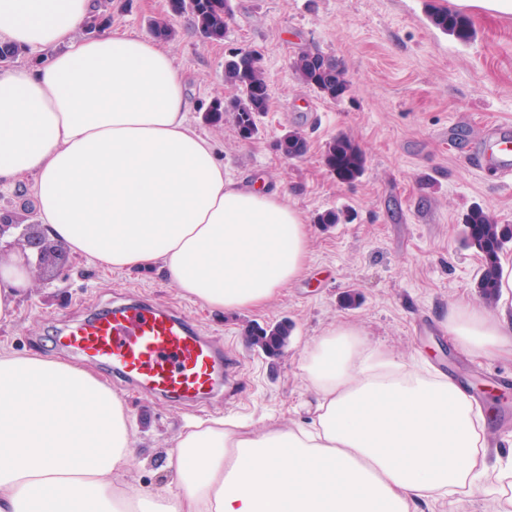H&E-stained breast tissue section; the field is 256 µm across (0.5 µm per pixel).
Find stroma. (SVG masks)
Listing matches in <instances>:
<instances>
[{"instance_id": "stroma-1", "label": "stroma", "mask_w": 512, "mask_h": 512, "mask_svg": "<svg viewBox=\"0 0 512 512\" xmlns=\"http://www.w3.org/2000/svg\"><path fill=\"white\" fill-rule=\"evenodd\" d=\"M224 41L202 40L189 15L171 13L169 0H112V24L138 33L167 18L176 35L167 45L182 67L190 124L208 136L232 182L256 179L287 191L308 225L305 273L266 307L208 313L181 298L155 271L108 272L69 257L52 284L33 273L18 317L0 327V350L39 354L84 365L54 339L66 327L116 304L145 302L185 315L198 335L237 367L224 390L201 403L161 398L110 378L136 421L135 461L127 481L161 484L162 456L186 421L239 415L255 424L309 420L315 398L299 369L305 345L331 324L348 322L391 358L423 355L457 378L495 413L488 428L502 453L512 452V362L478 361L445 343L440 320L450 305L480 304L481 257L464 242L463 217L475 204L499 223L512 224V176L470 163L495 125L512 128V17L469 14L473 36L460 41L434 27L432 8L454 0H233ZM262 56L269 107L257 139L241 140L230 116L205 123L204 113L233 88L224 82L230 49ZM309 49L346 69L349 90L328 100L295 77L291 58ZM299 129L308 153L288 159L276 148L285 131ZM352 138L365 155L363 175L336 179L324 162L326 142ZM329 209L351 219L316 223ZM353 303H346V296ZM285 322L291 328L279 355L247 346L246 324Z\"/></svg>"}]
</instances>
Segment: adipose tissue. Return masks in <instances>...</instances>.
I'll return each mask as SVG.
<instances>
[{
    "label": "adipose tissue",
    "mask_w": 512,
    "mask_h": 512,
    "mask_svg": "<svg viewBox=\"0 0 512 512\" xmlns=\"http://www.w3.org/2000/svg\"><path fill=\"white\" fill-rule=\"evenodd\" d=\"M95 0H0V43L39 51L0 71V187L26 179L47 237L105 271L159 269L213 313L265 307L306 269L310 236L286 192L224 178L188 122L181 67L150 34L84 30ZM33 250L0 255V325L31 286ZM468 356L512 359V263L497 306H450ZM309 424L199 419L167 450L169 479L125 482L127 405L96 371L0 351V512H419L482 488L512 512V454L441 373L400 364L339 322L304 349Z\"/></svg>",
    "instance_id": "1"
}]
</instances>
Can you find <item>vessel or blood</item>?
<instances>
[{
  "label": "vessel or blood",
  "mask_w": 512,
  "mask_h": 512,
  "mask_svg": "<svg viewBox=\"0 0 512 512\" xmlns=\"http://www.w3.org/2000/svg\"><path fill=\"white\" fill-rule=\"evenodd\" d=\"M482 155L500 171L511 172L512 134L495 128ZM57 343L154 394L186 401L212 393L224 371L217 351L186 319L148 305L115 306L66 329Z\"/></svg>",
  "instance_id": "1"
}]
</instances>
